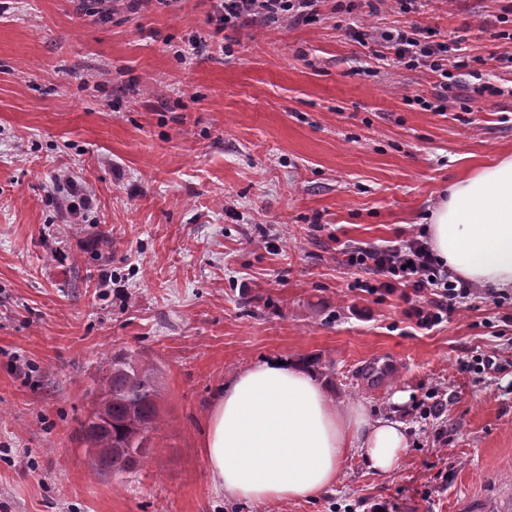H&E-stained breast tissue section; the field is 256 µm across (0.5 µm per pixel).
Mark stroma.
I'll use <instances>...</instances> for the list:
<instances>
[{
	"mask_svg": "<svg viewBox=\"0 0 512 512\" xmlns=\"http://www.w3.org/2000/svg\"><path fill=\"white\" fill-rule=\"evenodd\" d=\"M508 1L373 15L321 0L316 22L252 23L229 31L230 53L187 62L210 0L106 23L72 0H0V512H503L512 292L421 329L404 289L359 288L369 274L342 250L394 244L459 176L512 155V72L494 63L512 54L496 36ZM364 24L458 37L461 83L502 95L423 110L433 74L357 42ZM118 351L164 384L147 454L123 474L95 471L81 434ZM271 356L400 413L399 469L354 453L316 499L218 493L209 415L233 374ZM433 399L439 415L421 418Z\"/></svg>",
	"mask_w": 512,
	"mask_h": 512,
	"instance_id": "obj_1",
	"label": "stroma"
}]
</instances>
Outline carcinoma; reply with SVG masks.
<instances>
[{
	"mask_svg": "<svg viewBox=\"0 0 512 512\" xmlns=\"http://www.w3.org/2000/svg\"><path fill=\"white\" fill-rule=\"evenodd\" d=\"M162 397L160 367L129 354L113 355L102 365L101 387L82 437L89 451L112 452L100 466L122 474L135 470L146 454L148 434L158 427L157 400Z\"/></svg>",
	"mask_w": 512,
	"mask_h": 512,
	"instance_id": "obj_1",
	"label": "carcinoma"
}]
</instances>
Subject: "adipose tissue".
<instances>
[{"label": "adipose tissue", "instance_id": "obj_1", "mask_svg": "<svg viewBox=\"0 0 512 512\" xmlns=\"http://www.w3.org/2000/svg\"><path fill=\"white\" fill-rule=\"evenodd\" d=\"M428 234L453 274L512 290V156L450 185L430 211ZM408 445L395 414L370 416L361 402L329 395L301 365L271 357L226 381L202 448L217 489L264 502L322 496L353 452L370 470L391 474Z\"/></svg>", "mask_w": 512, "mask_h": 512}]
</instances>
